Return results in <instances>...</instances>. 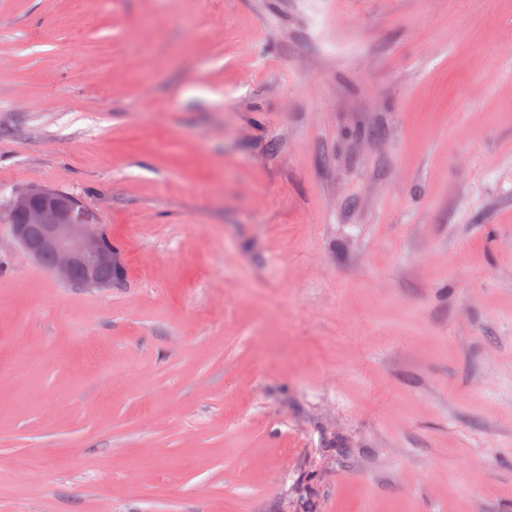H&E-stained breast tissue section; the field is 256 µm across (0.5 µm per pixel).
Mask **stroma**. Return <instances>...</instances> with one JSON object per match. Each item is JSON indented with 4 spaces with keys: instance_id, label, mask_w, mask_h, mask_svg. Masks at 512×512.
<instances>
[{
    "instance_id": "stroma-1",
    "label": "stroma",
    "mask_w": 512,
    "mask_h": 512,
    "mask_svg": "<svg viewBox=\"0 0 512 512\" xmlns=\"http://www.w3.org/2000/svg\"><path fill=\"white\" fill-rule=\"evenodd\" d=\"M0 512H512V0H0ZM8 213L25 253L59 280L85 288L112 287V278L119 282L115 252L106 247L100 224L75 196L32 187L12 199Z\"/></svg>"
}]
</instances>
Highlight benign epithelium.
<instances>
[{
	"label": "benign epithelium",
	"mask_w": 512,
	"mask_h": 512,
	"mask_svg": "<svg viewBox=\"0 0 512 512\" xmlns=\"http://www.w3.org/2000/svg\"><path fill=\"white\" fill-rule=\"evenodd\" d=\"M13 234L27 255L59 280L85 288L112 287L119 265L105 235L83 203L59 191L32 187L9 207Z\"/></svg>",
	"instance_id": "obj_1"
}]
</instances>
